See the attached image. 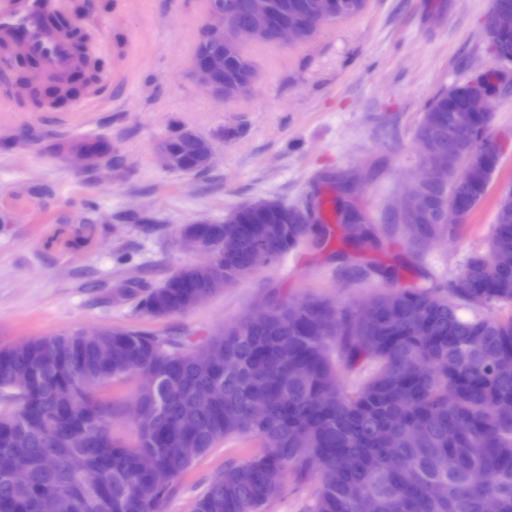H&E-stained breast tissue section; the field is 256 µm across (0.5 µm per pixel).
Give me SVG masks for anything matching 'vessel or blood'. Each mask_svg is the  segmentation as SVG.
<instances>
[{
    "label": "vessel or blood",
    "instance_id": "b4317fda",
    "mask_svg": "<svg viewBox=\"0 0 512 512\" xmlns=\"http://www.w3.org/2000/svg\"><path fill=\"white\" fill-rule=\"evenodd\" d=\"M44 0H0V38L22 37L26 54L42 62L41 73L55 77L74 63L67 39L47 31L40 24Z\"/></svg>",
    "mask_w": 512,
    "mask_h": 512
}]
</instances>
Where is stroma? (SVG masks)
<instances>
[{
    "label": "stroma",
    "mask_w": 512,
    "mask_h": 512,
    "mask_svg": "<svg viewBox=\"0 0 512 512\" xmlns=\"http://www.w3.org/2000/svg\"><path fill=\"white\" fill-rule=\"evenodd\" d=\"M490 0H367L358 15L323 24L305 42H244L255 82L250 92L218 99L197 81L195 54L208 0H66L97 80L101 100L88 112H63L54 85L38 69L11 67L20 86L0 107V343L70 330L144 329L206 343L247 315L270 291L316 293L358 305L379 284L354 278L325 253L304 246L257 270L186 313L139 315L134 301L102 300L96 287L138 277L161 285L194 262L176 239L181 225L261 197L306 205L327 194L328 224L353 205L368 223H390L405 183L420 170L415 134L441 89L490 65L484 23ZM490 132L503 145L488 193L453 238L414 261L402 236L390 248L363 249L356 264L402 259L399 282L420 270L451 278L485 249L500 191L512 185V89L496 95ZM212 144L208 171L163 167L157 146L176 126ZM97 140L106 156L79 161ZM139 380L103 390L118 403L112 432L135 440L131 408ZM261 448L233 438L197 459L163 512H192L211 476ZM316 475L286 480L265 512H312Z\"/></svg>",
    "instance_id": "obj_1"
}]
</instances>
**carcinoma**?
<instances>
[{"mask_svg":"<svg viewBox=\"0 0 512 512\" xmlns=\"http://www.w3.org/2000/svg\"><path fill=\"white\" fill-rule=\"evenodd\" d=\"M224 22L248 19L246 0H225ZM312 0H273L276 20L314 32ZM254 69L235 43L224 41L222 80L247 84ZM469 93L459 83L437 92L424 109L417 133L432 142V156H466L492 138L490 117L468 111ZM176 128L167 140L174 169L194 165V145ZM450 170L446 179L420 190L424 216L400 220L383 233L401 234L420 258L437 239L461 226L442 223L448 201L471 214L484 199L498 167ZM263 208L244 207L224 223L200 232L203 260L184 266L150 288L135 278L113 292L136 299L137 311L157 319L183 314L198 293L218 294L251 274V253L262 247L278 261L310 240L321 246L327 229L303 224L296 207L263 198ZM341 225L333 257L382 240L358 214ZM236 240L233 254L219 249ZM389 284L374 307L339 306L309 294L292 301L276 290L268 309L249 323L224 326L204 350L222 354L209 370L197 353L173 336L145 330L82 331L39 336L0 348V512H39L50 495L71 497V512H160L194 461L224 440L255 436L263 448L214 474L193 512H263L282 492L285 475L301 481L318 464L312 512H358L357 495L374 512H484L492 496L497 512H512V317H465L470 298L512 304V186L500 192L485 250L471 254L450 280L430 287ZM365 374L355 390L338 381L339 367ZM153 371L138 399L143 416L129 446L112 434V401L100 391L132 375ZM204 390L214 401L192 405ZM196 449L192 457L183 448ZM154 457L167 476L157 486L139 465ZM79 456L84 469L69 460ZM28 479H13L15 461ZM491 476L485 486L471 470Z\"/></svg>","mask_w":512,"mask_h":512,"instance_id":"1","label":"carcinoma"}]
</instances>
